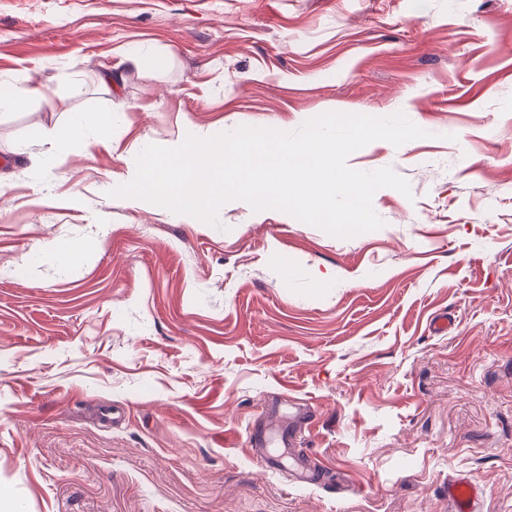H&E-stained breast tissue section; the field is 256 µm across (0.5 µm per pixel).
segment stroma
<instances>
[{
  "label": "stroma",
  "mask_w": 512,
  "mask_h": 512,
  "mask_svg": "<svg viewBox=\"0 0 512 512\" xmlns=\"http://www.w3.org/2000/svg\"><path fill=\"white\" fill-rule=\"evenodd\" d=\"M32 87L0 111V512H451L458 477L512 512V0H0V92ZM107 108L54 164L44 129ZM332 111L427 132L348 158L411 185L378 230L110 194L148 145ZM298 402L315 484L252 444ZM98 112L89 120H79L71 124L64 134L53 130L50 137L67 140L73 148L86 150L91 141L105 143L112 138V113L110 111Z\"/></svg>",
  "instance_id": "1"
}]
</instances>
